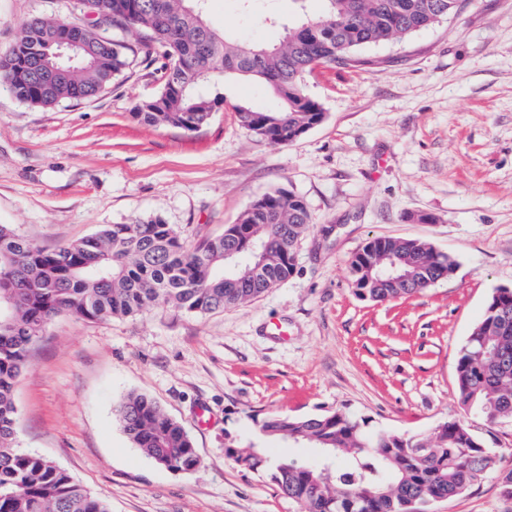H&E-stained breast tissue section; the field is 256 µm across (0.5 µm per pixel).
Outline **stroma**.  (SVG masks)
I'll return each instance as SVG.
<instances>
[{
	"instance_id": "1",
	"label": "stroma",
	"mask_w": 512,
	"mask_h": 512,
	"mask_svg": "<svg viewBox=\"0 0 512 512\" xmlns=\"http://www.w3.org/2000/svg\"><path fill=\"white\" fill-rule=\"evenodd\" d=\"M324 10V0H255L248 15L239 0L208 4L212 24L246 43L278 42ZM37 16L92 20L86 0H0V53ZM359 54L367 66L306 75L325 118L285 146L238 120L240 104L275 107L258 80L226 78L223 103L194 131L133 119L163 89L158 60L134 58L96 97L52 108L0 88V224L36 246L139 218L162 219L193 245L278 188L313 217L294 274L250 303L47 323L15 384L21 445L112 512H301L225 448L310 461L317 449L263 437L259 423L335 411L404 435L460 419L503 457L496 474L430 512H512L500 486L512 421L464 412L455 383L459 347L493 291L512 288V0H461L452 16ZM371 237L428 241L457 268L409 298L360 299L350 260ZM130 392L183 426L195 471L172 472L132 445L114 415Z\"/></svg>"
}]
</instances>
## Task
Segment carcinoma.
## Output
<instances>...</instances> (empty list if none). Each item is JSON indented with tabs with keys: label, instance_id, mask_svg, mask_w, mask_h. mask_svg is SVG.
Instances as JSON below:
<instances>
[{
	"label": "carcinoma",
	"instance_id": "1",
	"mask_svg": "<svg viewBox=\"0 0 512 512\" xmlns=\"http://www.w3.org/2000/svg\"><path fill=\"white\" fill-rule=\"evenodd\" d=\"M112 26L143 33L144 58L163 49L164 86L133 117L150 126L205 124L223 102L203 86L228 74L259 78L281 100L276 112L237 107L241 124L275 145L293 143L321 123L324 112L303 88L307 73L337 64L357 68L364 46L402 40L448 17L459 0H326V11L286 31L273 45L246 44L219 34L195 0H93ZM76 32L79 60L63 79L46 80L57 40ZM129 66L127 47L101 29L41 17L0 54V84L19 101L50 107L97 96ZM260 114L264 124H253ZM312 224L304 199L275 189L255 199L224 234L186 244L161 219L106 224L71 244L44 249L0 224V297L12 301L0 324V512H111L51 459L18 446L13 390L50 319L84 321L136 316L158 306L202 316L261 297L293 275L297 245ZM456 262L427 241L369 239L351 261L353 286L365 300L408 298L449 277ZM460 405L491 421H512V289L490 297L456 360ZM116 418L132 444L156 464L191 472L199 458L185 429L148 395L130 392ZM263 434L325 448L330 471L296 460L271 459L253 447L226 453L245 469L267 476L303 512H418L449 500L497 470L501 452L488 448L456 419L428 436L367 432L344 413L311 418L272 414ZM347 456L340 467L336 455Z\"/></svg>",
	"mask_w": 512,
	"mask_h": 512
}]
</instances>
